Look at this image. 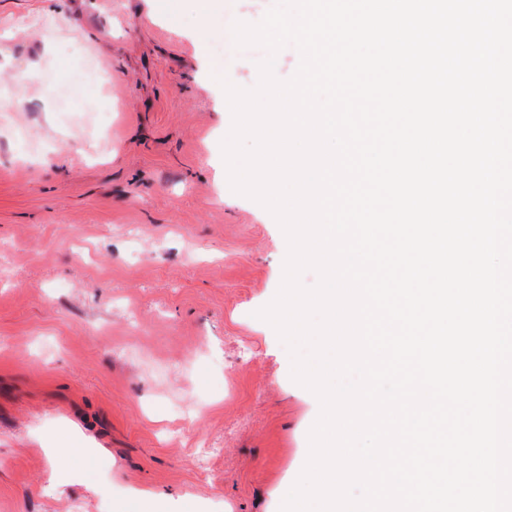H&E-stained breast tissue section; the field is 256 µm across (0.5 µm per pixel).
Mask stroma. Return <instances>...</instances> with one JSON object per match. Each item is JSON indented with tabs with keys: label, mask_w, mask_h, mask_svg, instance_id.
<instances>
[{
	"label": "stroma",
	"mask_w": 512,
	"mask_h": 512,
	"mask_svg": "<svg viewBox=\"0 0 512 512\" xmlns=\"http://www.w3.org/2000/svg\"><path fill=\"white\" fill-rule=\"evenodd\" d=\"M221 2L0 0V512H280L299 476L315 406L256 316L287 249L215 79L256 85L214 47L273 0ZM61 425L97 450L57 488Z\"/></svg>",
	"instance_id": "stroma-1"
}]
</instances>
